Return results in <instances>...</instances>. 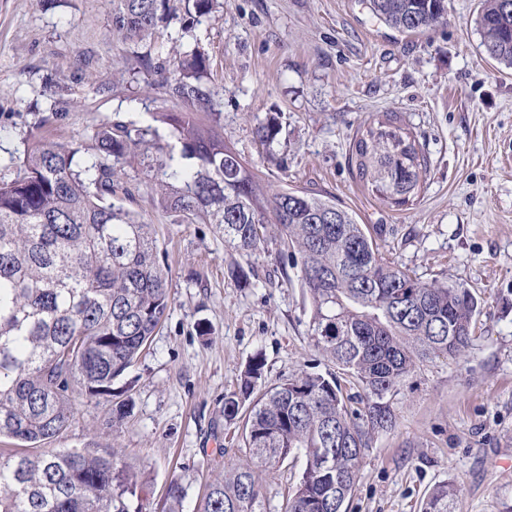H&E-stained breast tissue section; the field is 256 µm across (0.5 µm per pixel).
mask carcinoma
<instances>
[{
	"label": "carcinoma",
	"instance_id": "obj_1",
	"mask_svg": "<svg viewBox=\"0 0 512 512\" xmlns=\"http://www.w3.org/2000/svg\"><path fill=\"white\" fill-rule=\"evenodd\" d=\"M191 20L215 0H185ZM392 27L420 34L444 19L447 0H369ZM178 6L171 0H113L112 33L152 36ZM485 55L512 66V0H483L477 19ZM198 48L173 61L161 87L174 112H154L157 129L108 121L88 141L31 135L0 181V437L38 448L71 427L75 396L112 395V381L137 360L171 308L152 225L112 202L115 178L144 164L154 201L181 223L213 224L224 242L250 254L279 242L283 273L298 270L310 294L314 346L340 373L302 371L262 387L253 357L238 389L224 395V422H243L247 462L213 481L197 512H264L260 477L290 457L306 466L284 512H347L373 435L392 429L391 398L425 361L473 345L480 302L462 283L425 282L380 251L381 225L360 224L336 199L310 190L274 191L224 138L217 92L204 83ZM271 146L276 118L260 122ZM356 177L394 207L414 201L427 159L393 112L358 129ZM362 390L344 394L346 386ZM183 486L168 488V512H182ZM443 483L422 512H458ZM0 512H146L136 475L117 448H47L0 454Z\"/></svg>",
	"mask_w": 512,
	"mask_h": 512
}]
</instances>
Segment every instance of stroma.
I'll list each match as a JSON object with an SVG mask.
<instances>
[{
    "label": "stroma",
    "mask_w": 512,
    "mask_h": 512,
    "mask_svg": "<svg viewBox=\"0 0 512 512\" xmlns=\"http://www.w3.org/2000/svg\"><path fill=\"white\" fill-rule=\"evenodd\" d=\"M480 0H448V14L418 35L390 27L368 0H216L188 24L177 16L151 39L111 33L112 0H0V180L55 95L76 102L55 122L61 141L107 121L150 124L166 109L143 55L168 64L194 48L210 58L224 136L275 189L334 196L358 223L387 229L383 252L421 280L462 283L481 302L477 339L453 358L420 365L394 393L392 431L372 437L349 512H420L429 490L451 482L461 512H512V68L490 60L476 23ZM109 83L77 80L76 71ZM392 112L427 160L410 205L388 206L362 187L350 143L373 115ZM276 117L264 149L254 129ZM115 204L152 224L169 272L171 310L111 395L76 399L73 425L53 448L119 449L149 512L171 482L193 512L209 483L245 461L241 430L225 425V393L255 354L274 384L335 372L310 338L311 302L296 271L282 272L275 242L251 255L224 244L211 224L178 223L152 206L140 167L127 168ZM253 270L249 284L228 269ZM129 414L113 421L118 402ZM305 468L290 459L262 480L265 512H281Z\"/></svg>",
    "instance_id": "1"
}]
</instances>
